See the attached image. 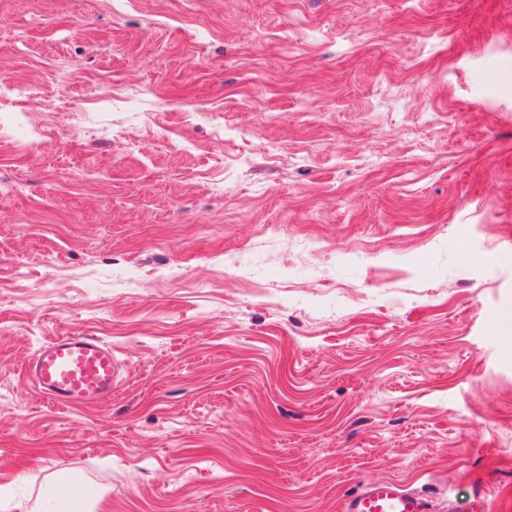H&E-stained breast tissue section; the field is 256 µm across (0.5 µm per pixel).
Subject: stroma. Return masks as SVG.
Segmentation results:
<instances>
[{
    "label": "stroma",
    "mask_w": 512,
    "mask_h": 512,
    "mask_svg": "<svg viewBox=\"0 0 512 512\" xmlns=\"http://www.w3.org/2000/svg\"><path fill=\"white\" fill-rule=\"evenodd\" d=\"M0 126V482L512 512V0H0ZM26 375L48 401L66 407L107 402L121 378L112 345L82 334L58 336L41 345L26 365ZM341 512H428L429 502L393 480L368 483L344 499Z\"/></svg>",
    "instance_id": "35a3bbf8"
}]
</instances>
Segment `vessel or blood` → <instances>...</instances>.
I'll list each match as a JSON object with an SVG mask.
<instances>
[{"instance_id": "1", "label": "vessel or blood", "mask_w": 512, "mask_h": 512, "mask_svg": "<svg viewBox=\"0 0 512 512\" xmlns=\"http://www.w3.org/2000/svg\"><path fill=\"white\" fill-rule=\"evenodd\" d=\"M26 374L48 401L66 407L107 402L121 378L111 344L82 334L59 336L41 345ZM340 512H429V503L396 481L379 480L344 499Z\"/></svg>"}]
</instances>
